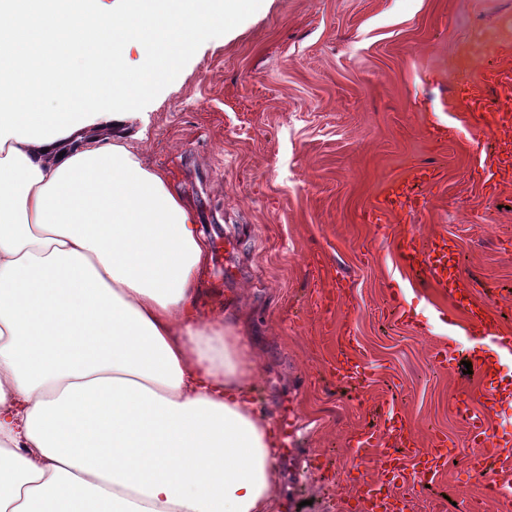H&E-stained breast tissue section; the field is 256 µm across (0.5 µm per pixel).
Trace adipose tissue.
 <instances>
[{
    "label": "adipose tissue",
    "instance_id": "obj_1",
    "mask_svg": "<svg viewBox=\"0 0 512 512\" xmlns=\"http://www.w3.org/2000/svg\"><path fill=\"white\" fill-rule=\"evenodd\" d=\"M262 0H0V512H277L245 329L128 149L140 92Z\"/></svg>",
    "mask_w": 512,
    "mask_h": 512
}]
</instances>
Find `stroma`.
<instances>
[{"label":"stroma","mask_w":512,"mask_h":512,"mask_svg":"<svg viewBox=\"0 0 512 512\" xmlns=\"http://www.w3.org/2000/svg\"><path fill=\"white\" fill-rule=\"evenodd\" d=\"M512 0H267L182 57L133 110L143 163L165 172L209 244L200 280L203 316L246 319L257 375L252 397L274 425L301 424L292 457H278V512H350L352 435L380 408H402L422 447L438 437L462 453L467 428L451 403L473 383L439 367L480 337L450 329L434 297L403 271L364 213L391 179L418 165L440 170L429 203L409 224L460 245L470 288L512 328V181L486 194L471 165L491 140L442 111L460 58L477 37L472 70L512 61ZM448 125L433 141L429 121ZM398 292L412 324L392 322ZM350 328L371 379L336 381L337 330ZM414 498L412 512H506L483 483L450 463Z\"/></svg>","instance_id":"stroma-1"}]
</instances>
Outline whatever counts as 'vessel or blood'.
Masks as SVG:
<instances>
[{"mask_svg":"<svg viewBox=\"0 0 512 512\" xmlns=\"http://www.w3.org/2000/svg\"><path fill=\"white\" fill-rule=\"evenodd\" d=\"M494 89L500 102L492 110L485 104L486 89ZM451 111L464 112L473 128L493 134L504 129L502 113L512 110V68H490L476 78L466 81L450 105ZM473 170L487 192H495L505 181L512 179V138L501 139L494 154L474 158ZM440 172L429 166L415 167L410 176L390 182L376 204L366 213L367 223L379 224L392 214L408 218L424 210L427 202L419 187L436 185ZM386 241L399 265L407 271L422 272L426 285L435 296L446 302L460 320L464 332L482 337L495 347V354L475 348L469 360L478 383L465 397L456 399V415L465 417L468 424V443L474 451L472 473H479L486 456H493L499 467H512V438L491 432L489 416L512 404V385L500 381L501 358L512 355V334L503 332L486 304L473 300L460 270L457 246L444 236L422 237L419 234L394 233ZM337 380L364 383L367 371L349 339H339L332 364ZM360 459L373 463L379 477L359 479L360 491L353 512H410L411 500L394 492L393 487L406 477L407 461H414L415 483L424 486L429 476L442 467L448 457L445 439H435L430 447H420L415 432L404 414L390 403L381 414L379 427L360 431L353 438Z\"/></svg>","mask_w":512,"mask_h":512,"instance_id":"vessel-or-blood-1","label":"vessel or blood"}]
</instances>
